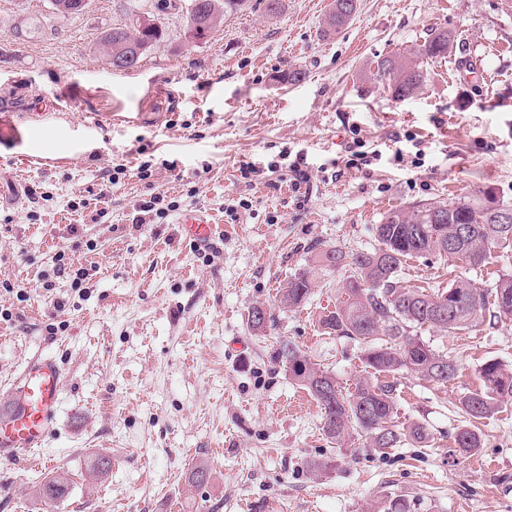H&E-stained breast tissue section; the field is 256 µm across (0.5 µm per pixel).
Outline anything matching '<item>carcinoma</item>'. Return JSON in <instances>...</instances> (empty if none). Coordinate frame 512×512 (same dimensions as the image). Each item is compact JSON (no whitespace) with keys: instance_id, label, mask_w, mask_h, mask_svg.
<instances>
[{"instance_id":"cac0c4a2","label":"carcinoma","mask_w":512,"mask_h":512,"mask_svg":"<svg viewBox=\"0 0 512 512\" xmlns=\"http://www.w3.org/2000/svg\"><path fill=\"white\" fill-rule=\"evenodd\" d=\"M244 0H204L203 14L188 10L196 38L201 39L221 20L223 14L240 9ZM357 0H332L323 21L325 35L337 33L353 18ZM163 36L157 25L145 29L135 22L107 30L100 44L112 60L126 62L125 68L139 66L146 52ZM454 37L444 28L431 31L420 48L408 55L396 53L376 65L375 76L397 99L421 91L426 82L424 61L448 57ZM496 207H509V200H483L479 197L451 199L439 205H413L388 213L376 225L379 246L351 256L352 274L343 284V299L336 309L320 319L328 334L348 336L365 348L361 360L371 375L407 371L429 383L445 385L457 376L456 361L418 336L428 327L443 335L457 334L483 323L486 318H512V276L500 277L490 289L472 279L456 277L444 289L405 287L400 271L409 258L432 256L448 261V250L439 241H456V254L465 268L477 270L488 263L489 247L512 245V224H497L492 217ZM469 226L467 237H459L461 225ZM312 283L305 272L294 274L280 290L279 303L296 308L311 295ZM448 300L449 312L437 313L438 301ZM277 357L288 368V376L306 389L322 413V430L336 442L358 433L370 439L374 452L383 454L403 442L427 446V429L414 423L397 424L394 389L389 383L363 381L346 397L333 374L316 367L291 343L277 349ZM481 387L459 398L458 411L472 422L491 417L504 402L512 401V368L496 359L483 362L479 369ZM455 452L468 457L483 447L482 436L473 429L455 435ZM69 493L67 483L50 478L41 484L40 496L50 502Z\"/></svg>"}]
</instances>
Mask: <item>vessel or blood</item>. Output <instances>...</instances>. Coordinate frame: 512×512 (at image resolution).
<instances>
[{"label": "vessel or blood", "mask_w": 512, "mask_h": 512, "mask_svg": "<svg viewBox=\"0 0 512 512\" xmlns=\"http://www.w3.org/2000/svg\"><path fill=\"white\" fill-rule=\"evenodd\" d=\"M180 222L193 243L207 246L214 234L208 213L185 211ZM62 370L54 356L33 359L11 387L13 404L0 414V458L15 459L42 448L52 429L61 388Z\"/></svg>", "instance_id": "obj_1"}]
</instances>
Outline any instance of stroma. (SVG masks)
<instances>
[{
	"instance_id": "obj_1",
	"label": "stroma",
	"mask_w": 512,
	"mask_h": 512,
	"mask_svg": "<svg viewBox=\"0 0 512 512\" xmlns=\"http://www.w3.org/2000/svg\"><path fill=\"white\" fill-rule=\"evenodd\" d=\"M330 2L282 0L271 17L245 0L196 44L185 12H161L163 39L117 71L103 31L155 0H91L66 18L50 0H0V412L35 356L62 367L36 464L0 459V512H378L394 498L407 512H512V402L479 423L478 453H453L481 363L512 366V319L422 331L458 373L445 385L394 375L398 423H423L432 441L384 457L363 436L331 442L276 357L293 343L354 393L370 377L360 342L319 324L351 269L320 267L318 253L373 249L376 224L411 204L512 199V0H358L328 37ZM435 27L453 33L451 52L428 63L418 94L393 98L377 60ZM295 69L304 78L286 82ZM249 161L261 171L247 184ZM271 165L307 179L270 185ZM155 195L173 211L134 223ZM195 206L216 227L206 247L179 224ZM60 253L84 269L81 290L56 275ZM299 271L312 294L280 309ZM460 272L412 258L401 279L444 286ZM256 306L273 316L262 336L248 325ZM95 454L113 458L107 474L88 473ZM199 464L211 471L201 487L189 481ZM49 477L66 497L39 498Z\"/></svg>"
}]
</instances>
